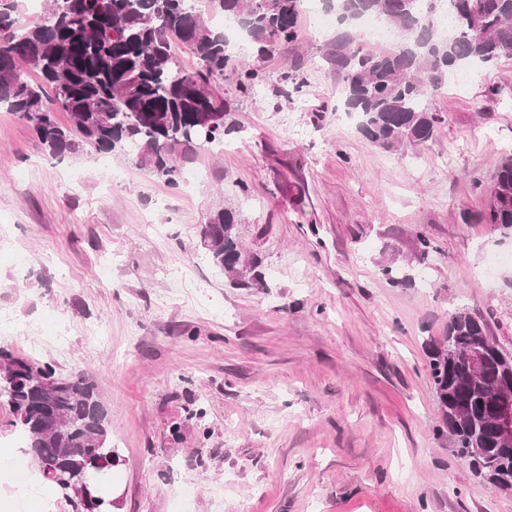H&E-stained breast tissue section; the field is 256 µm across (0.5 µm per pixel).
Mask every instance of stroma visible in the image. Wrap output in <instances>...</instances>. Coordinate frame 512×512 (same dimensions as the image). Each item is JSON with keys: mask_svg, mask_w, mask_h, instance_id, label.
<instances>
[{"mask_svg": "<svg viewBox=\"0 0 512 512\" xmlns=\"http://www.w3.org/2000/svg\"><path fill=\"white\" fill-rule=\"evenodd\" d=\"M299 28L262 90L225 67L224 150L180 153L174 188L116 151L53 158L0 106V346L93 376L123 512H512L438 433L426 356L459 308L512 353V237L476 219L512 153V96L489 93L512 57L430 100L431 140L386 151L342 110L338 29ZM221 208L265 287L203 248Z\"/></svg>", "mask_w": 512, "mask_h": 512, "instance_id": "35a3bbf8", "label": "stroma"}]
</instances>
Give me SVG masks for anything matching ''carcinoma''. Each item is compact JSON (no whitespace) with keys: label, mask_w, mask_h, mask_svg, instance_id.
Segmentation results:
<instances>
[{"label":"carcinoma","mask_w":512,"mask_h":512,"mask_svg":"<svg viewBox=\"0 0 512 512\" xmlns=\"http://www.w3.org/2000/svg\"><path fill=\"white\" fill-rule=\"evenodd\" d=\"M304 0H50L32 26L19 21L14 0H0V105L32 126L54 157L64 158L86 145L101 154L120 151L169 186L178 184L182 148L219 151L224 124L207 130L201 115L224 111L227 39L209 25L206 13L241 22L256 56L238 71V87L253 90L264 81L261 62L300 39L298 18ZM343 32L324 55L336 72L345 109L360 116L359 130L375 147L397 150L421 145L444 120L428 101L448 85V68L492 66L512 57V0H326ZM448 13L452 32L437 27ZM379 18L395 32L388 48L372 47L364 34L354 40L357 20ZM187 47L198 66L185 68L173 51ZM37 74L32 80L29 72ZM69 115L62 126L57 113ZM478 220L512 236V155L497 165L490 196ZM239 217L220 209L202 225L201 244L213 263L233 281L265 286L259 260L242 251ZM487 355L477 374L466 354ZM437 403L438 431L448 433L457 455L483 452L471 471L500 492H512V470L497 475L506 458L496 438L490 405L498 380L512 374V358L489 334L485 320L465 309L449 316L440 338L427 347ZM29 371L30 383L17 387L0 375V397L14 404L27 452L38 466L57 465L74 479L114 467L112 420L100 388L82 369L58 378L48 365L37 366L0 346V360ZM38 403L58 416L49 429L31 408Z\"/></svg>","instance_id":"carcinoma-1"}]
</instances>
